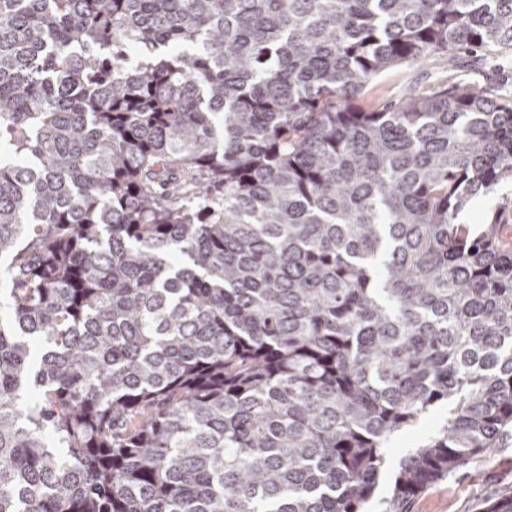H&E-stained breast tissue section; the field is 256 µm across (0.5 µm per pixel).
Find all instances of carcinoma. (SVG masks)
Returning a JSON list of instances; mask_svg holds the SVG:
<instances>
[{
  "label": "carcinoma",
  "instance_id": "carcinoma-1",
  "mask_svg": "<svg viewBox=\"0 0 512 512\" xmlns=\"http://www.w3.org/2000/svg\"><path fill=\"white\" fill-rule=\"evenodd\" d=\"M512 0H0V512H379L512 439V104L366 112ZM482 512H512V494ZM495 215L500 224H505L503 235L512 238V182L506 181L498 185L494 191L474 199L461 214V223L478 227L485 224ZM511 227H510V226ZM447 416V406H436L414 428L404 430L393 436L390 444L389 466L379 480L374 496L375 501L386 496L389 492L400 458L404 457L412 448H417L429 435L438 430L445 423Z\"/></svg>",
  "mask_w": 512,
  "mask_h": 512
}]
</instances>
